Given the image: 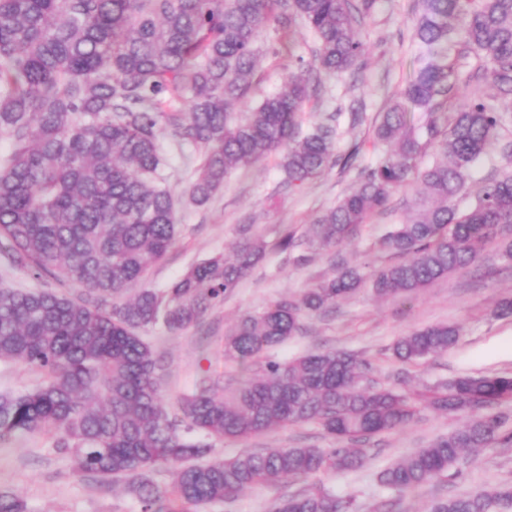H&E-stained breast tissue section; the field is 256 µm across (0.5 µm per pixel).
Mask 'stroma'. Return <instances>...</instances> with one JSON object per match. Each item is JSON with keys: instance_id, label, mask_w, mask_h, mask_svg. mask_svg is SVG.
<instances>
[{"instance_id": "35a3bbf8", "label": "stroma", "mask_w": 512, "mask_h": 512, "mask_svg": "<svg viewBox=\"0 0 512 512\" xmlns=\"http://www.w3.org/2000/svg\"><path fill=\"white\" fill-rule=\"evenodd\" d=\"M415 4L416 0H380L377 11L361 28L366 44L363 68L355 75L327 81L321 101H309L301 114V124L307 128L329 113H339L338 149L354 143L359 146L351 169H329L291 192L283 187V174L272 156L233 171L209 203L197 206L187 190L201 154L193 148H180L166 130H159L161 173L178 201V233L166 258L151 269L148 287L167 288L197 261L231 254L240 239L241 225H252L254 232L270 241L275 239L278 226L306 228L354 185L359 169L373 163L381 150L371 130L377 113L398 97L416 67ZM288 56L261 51L252 102L282 90ZM359 106L365 109V119L355 124L350 113ZM417 191L413 184L396 192L392 210L373 215L351 241L313 251L306 264H296L291 254L267 250L224 303L206 311L202 328L179 333L151 329L147 339L167 361L163 389L168 400L192 392L203 373L225 370L224 334L245 314L260 310L281 294H297L313 286L332 274L335 260L361 266L383 259L377 242L391 225L407 220L406 208ZM505 297H512V259L491 249L417 296L379 300L371 288H359L336 306L306 316L301 335L276 347L273 354L288 360L315 349L352 350L370 359L377 367V379L387 381L400 369L389 353L393 343L415 329L450 324L461 330L458 343L410 367L407 390L462 375L512 374V317L502 319L493 313L496 302ZM463 422L460 416L423 411L417 422L385 433L367 445L363 469L341 478L321 473L317 480L338 495L354 496L360 512H372L377 503L391 500L396 503L394 512H426L432 498L472 493L512 481V448L488 447L479 449L473 462L455 479L431 482L399 498L379 486L378 472ZM331 444V438L318 425L306 423L257 438L216 443L211 455L232 458L261 448H327ZM0 489L19 495L29 512L140 510L124 481L76 472L71 456L56 450L50 432L0 444ZM282 492L277 485L248 489L233 500L202 507L199 512H272Z\"/></svg>"}]
</instances>
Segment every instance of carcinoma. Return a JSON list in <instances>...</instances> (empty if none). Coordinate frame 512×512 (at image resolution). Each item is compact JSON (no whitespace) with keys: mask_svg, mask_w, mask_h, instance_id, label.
Wrapping results in <instances>:
<instances>
[{"mask_svg":"<svg viewBox=\"0 0 512 512\" xmlns=\"http://www.w3.org/2000/svg\"><path fill=\"white\" fill-rule=\"evenodd\" d=\"M378 0H0V136L11 154L0 168V259L31 279L74 285L73 293L0 285V362L41 373L31 390L0 392V440L54 430L55 447L80 473L123 479L140 512H189L255 485L305 483L354 471L365 441L413 422L419 405L466 422L378 475L403 493L454 477L480 448L512 447L509 418L492 413L512 400V374L458 376L412 397L373 376L351 351H311L291 361L266 353L298 336L303 318L367 284L379 298L420 293L474 263L492 244L512 258V172L490 179L461 210L470 171L491 150L512 162V0H420L413 38L418 69L377 117L374 136L396 145L360 170L355 185L305 237L281 226L273 247L326 248L354 237L390 209L401 187L420 182L413 213L380 240L397 262L367 273L341 264L297 296L242 317L224 337V360L254 374L230 389L205 376L166 402L165 363L144 333H177L201 323L261 258L268 243L247 236L226 258L192 265L164 290L143 284L177 235L173 196L163 186L157 129L182 148L203 151L189 188L208 203L226 176L269 156L288 187L301 186L350 157L338 154L339 114L304 131L299 114L324 81L362 69L363 21ZM304 24L313 60L294 63L285 88L237 121L256 82L261 39L285 45ZM190 97L189 111L174 102ZM422 112L417 124L406 105ZM430 147L443 159L422 168ZM139 285L133 295L130 287ZM455 325L402 336L393 357L413 365L457 344ZM314 423L328 448H263L232 459H198L212 442L243 440ZM172 466L170 482L151 471ZM0 512H28L0 490ZM273 512H358L350 495L310 485ZM427 512H512V486L435 497Z\"/></svg>","mask_w":512,"mask_h":512,"instance_id":"1","label":"carcinoma"}]
</instances>
